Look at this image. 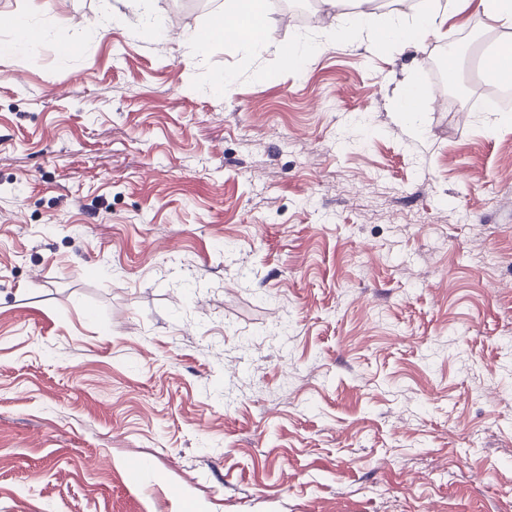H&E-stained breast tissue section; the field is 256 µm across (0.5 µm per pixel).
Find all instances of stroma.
Instances as JSON below:
<instances>
[{"label":"stroma","instance_id":"stroma-1","mask_svg":"<svg viewBox=\"0 0 512 512\" xmlns=\"http://www.w3.org/2000/svg\"><path fill=\"white\" fill-rule=\"evenodd\" d=\"M223 7L0 0V512H512V111ZM260 0H225L224 11H221L213 24L203 30L194 31L187 35V40L196 44H205L215 37L240 40L244 37L250 41L263 38L267 27L260 23L263 15L262 2L253 8H246L248 3ZM322 47L309 43L290 44L284 50V59L288 61L289 66L303 68L310 58H312ZM422 99L420 86L414 79L410 80L401 90L397 101V109L407 121L413 122L416 114L422 110Z\"/></svg>","mask_w":512,"mask_h":512}]
</instances>
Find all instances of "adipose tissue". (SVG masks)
<instances>
[{"mask_svg": "<svg viewBox=\"0 0 512 512\" xmlns=\"http://www.w3.org/2000/svg\"><path fill=\"white\" fill-rule=\"evenodd\" d=\"M249 0H224V9L213 24L189 33L188 39L204 44L216 37L257 41L267 32L260 22L261 7H249ZM336 12L333 38L356 32L366 33L373 47L390 52L419 49L428 37L448 38V20L469 13L484 18L489 31L512 29V0H393L378 30H371L376 0H324Z\"/></svg>", "mask_w": 512, "mask_h": 512, "instance_id": "obj_1", "label": "adipose tissue"}]
</instances>
